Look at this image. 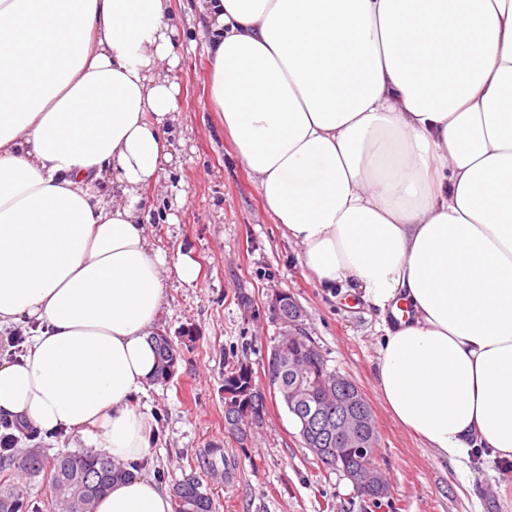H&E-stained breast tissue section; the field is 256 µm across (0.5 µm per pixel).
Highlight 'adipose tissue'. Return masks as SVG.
I'll return each instance as SVG.
<instances>
[{
	"instance_id": "obj_1",
	"label": "adipose tissue",
	"mask_w": 512,
	"mask_h": 512,
	"mask_svg": "<svg viewBox=\"0 0 512 512\" xmlns=\"http://www.w3.org/2000/svg\"><path fill=\"white\" fill-rule=\"evenodd\" d=\"M169 9L0 0V329L36 324L0 418L122 463L96 512H174L141 472L166 292L136 208L170 159ZM201 9L210 104L304 266L376 314L392 417L443 457L512 460V0Z\"/></svg>"
}]
</instances>
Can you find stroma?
Segmentation results:
<instances>
[{"mask_svg":"<svg viewBox=\"0 0 512 512\" xmlns=\"http://www.w3.org/2000/svg\"><path fill=\"white\" fill-rule=\"evenodd\" d=\"M178 25V87L173 120L162 130L172 159L139 208L146 235L167 262L186 255L199 275L165 280L157 324L180 350L169 381L152 382L144 399L160 426L146 475L173 485L195 475L215 512H512V465L473 452L449 461L390 418L378 393L375 318L329 297L302 264L300 250L264 208L253 177L212 112L206 76L209 24L198 0H170ZM288 294L329 369L353 380L376 421V463L389 485L381 503L355 494L341 472L305 447L278 395L268 390L266 356L281 324L271 299ZM247 361L266 392L264 419L238 441L224 426V375ZM222 462L210 463L211 449Z\"/></svg>","mask_w":512,"mask_h":512,"instance_id":"obj_1","label":"stroma"}]
</instances>
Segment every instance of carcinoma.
Wrapping results in <instances>:
<instances>
[{
  "mask_svg": "<svg viewBox=\"0 0 512 512\" xmlns=\"http://www.w3.org/2000/svg\"><path fill=\"white\" fill-rule=\"evenodd\" d=\"M158 352L156 378L169 379V370L176 367L179 350L167 334L153 336ZM304 361L311 374L327 371V363L322 351L315 342ZM224 415H233L244 408L254 414L264 411L261 396L255 389L253 373L244 360L237 362L224 375ZM24 469L31 476L46 473L49 481L51 500L63 512H93L96 500L112 485V481L125 474L122 466L108 458L92 452H61L52 457L41 453L25 454L22 460ZM176 512H213L210 493L203 490V484L194 476H186L173 488ZM23 492L7 478L0 479V512H26Z\"/></svg>",
  "mask_w": 512,
  "mask_h": 512,
  "instance_id": "carcinoma-1",
  "label": "carcinoma"
}]
</instances>
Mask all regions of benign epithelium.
<instances>
[{
	"label": "benign epithelium",
	"instance_id": "7a95c632",
	"mask_svg": "<svg viewBox=\"0 0 512 512\" xmlns=\"http://www.w3.org/2000/svg\"><path fill=\"white\" fill-rule=\"evenodd\" d=\"M274 303L278 309L286 306L290 310L288 318L283 320L285 329L281 335L288 337L299 351L308 348L310 337L300 323L301 313L296 303L284 294L276 295ZM268 384L280 394L291 411H297L302 403L312 405L301 431L303 438L315 442L317 438L327 436L336 439V447L354 450L356 463L343 467V474L357 493L376 501L388 495L389 487L378 467L372 463L375 455V449L371 448L373 411L352 380L340 374L331 378L321 374L311 377L300 368L288 385H283L279 371L268 373ZM255 425L257 420L248 411L240 418L225 422V427L237 435Z\"/></svg>",
	"mask_w": 512,
	"mask_h": 512
}]
</instances>
